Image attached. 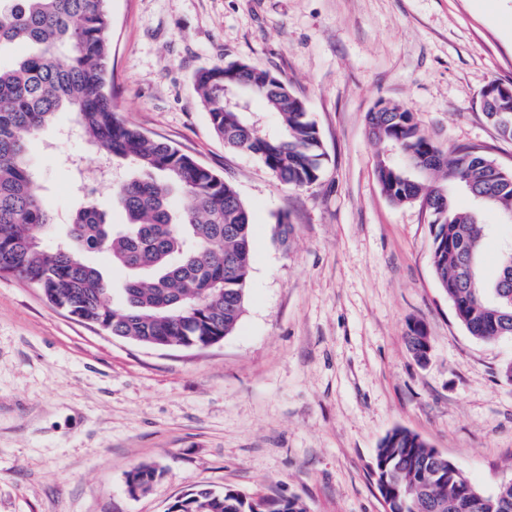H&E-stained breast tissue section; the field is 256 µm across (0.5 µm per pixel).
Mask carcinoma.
<instances>
[{"instance_id": "carcinoma-1", "label": "carcinoma", "mask_w": 512, "mask_h": 512, "mask_svg": "<svg viewBox=\"0 0 512 512\" xmlns=\"http://www.w3.org/2000/svg\"><path fill=\"white\" fill-rule=\"evenodd\" d=\"M112 17L109 0H0V52L28 45L12 66H0V274L39 289L48 303L112 336L157 348L205 344L231 335L244 312L251 272V215L235 188L213 169L164 141L147 138L118 117L110 84ZM269 70L231 62L198 70L194 85L224 146L258 156L276 179L302 187L319 177L325 156L305 101L286 81L272 85ZM260 97L279 116L270 129L237 96ZM367 113L368 134L391 155H378L376 176L394 204L420 202L431 217V262L456 319L483 341L512 337V254H503L497 279L484 285L480 263L487 225L476 210L454 205L457 185L488 205L512 212V177L472 147L444 151L406 107L380 101ZM59 112H70L99 153L132 166L112 187L124 222L113 224L92 204L71 216L66 238L45 247L56 223L33 188L27 155L31 137L45 132ZM500 135L512 140V111L487 112ZM181 199L175 207L173 198ZM99 253L128 273L122 301L107 300L110 283L82 253ZM503 297L495 298L496 291ZM415 357L428 359L425 327H410ZM376 486L387 512H491L479 490L448 457L418 435L396 428L376 449ZM160 476L150 465L127 477L143 491ZM251 497L235 490L197 488L169 512H253ZM260 512H305L292 498L266 496Z\"/></svg>"}]
</instances>
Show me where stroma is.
Wrapping results in <instances>:
<instances>
[{
  "label": "stroma",
  "mask_w": 512,
  "mask_h": 512,
  "mask_svg": "<svg viewBox=\"0 0 512 512\" xmlns=\"http://www.w3.org/2000/svg\"><path fill=\"white\" fill-rule=\"evenodd\" d=\"M112 94L122 118L222 174L252 218L246 310L207 348L112 337L0 276V512H168L209 487L298 499L306 512H385L375 451L404 428L481 491L512 477V338L480 341L456 320L431 266L430 216L382 193L366 115L413 112L444 149L478 147L512 169V140L483 113L512 85V0H110ZM232 60L282 76L325 151L318 180L282 184L258 156L225 148L194 86ZM35 187L55 209L52 245L92 200L109 212L119 161L58 113L30 139ZM479 210V209H478ZM481 271L498 275L512 223L495 209ZM293 227L288 246L277 220ZM428 362L410 352L414 322ZM162 471L127 490L133 467ZM407 336L408 344L418 361L425 362L428 359L430 350V339L427 336L425 327L421 323H416L409 329Z\"/></svg>",
  "instance_id": "1"
}]
</instances>
